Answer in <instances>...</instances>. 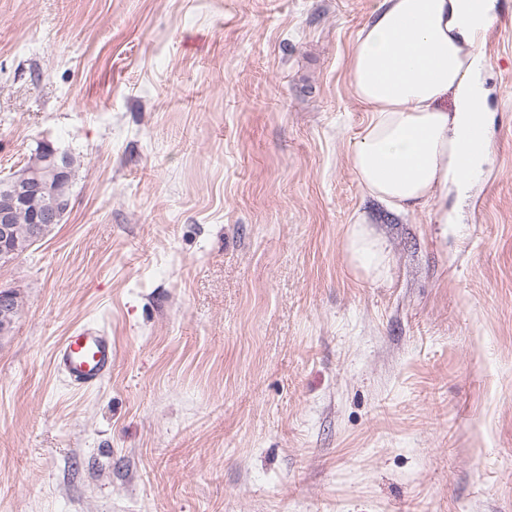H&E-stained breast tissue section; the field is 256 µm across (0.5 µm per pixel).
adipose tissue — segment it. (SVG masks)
<instances>
[{"instance_id":"ef3b65f1","label":"adipose tissue","mask_w":512,"mask_h":512,"mask_svg":"<svg viewBox=\"0 0 512 512\" xmlns=\"http://www.w3.org/2000/svg\"><path fill=\"white\" fill-rule=\"evenodd\" d=\"M495 19V0H380L358 33L348 81L371 113L349 159L368 197L394 215L425 206L481 172L487 152L469 149L486 127L475 37ZM353 268L389 275V252L364 216L350 224Z\"/></svg>"}]
</instances>
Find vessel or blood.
I'll return each mask as SVG.
<instances>
[{
  "instance_id": "vessel-or-blood-1",
  "label": "vessel or blood",
  "mask_w": 512,
  "mask_h": 512,
  "mask_svg": "<svg viewBox=\"0 0 512 512\" xmlns=\"http://www.w3.org/2000/svg\"><path fill=\"white\" fill-rule=\"evenodd\" d=\"M53 364L73 387H95L112 372V340L97 329H74L55 349Z\"/></svg>"
}]
</instances>
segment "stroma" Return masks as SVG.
<instances>
[{
  "instance_id": "obj_1",
  "label": "stroma",
  "mask_w": 512,
  "mask_h": 512,
  "mask_svg": "<svg viewBox=\"0 0 512 512\" xmlns=\"http://www.w3.org/2000/svg\"><path fill=\"white\" fill-rule=\"evenodd\" d=\"M377 4L0 0V178L77 160L62 223L0 262V512H512V0L448 224L351 170ZM361 212L386 280L349 265ZM83 325L115 352L90 389L52 364ZM8 290L9 298L7 305L0 303V332L5 330L9 333L21 311L23 301L15 289L9 288Z\"/></svg>"
}]
</instances>
